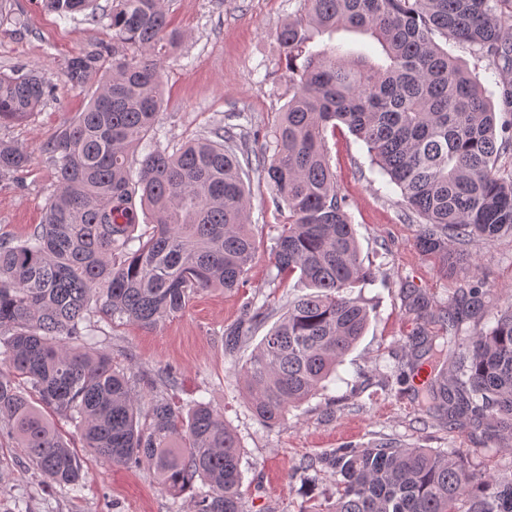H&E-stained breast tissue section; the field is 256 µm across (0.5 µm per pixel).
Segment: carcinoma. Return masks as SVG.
I'll use <instances>...</instances> for the list:
<instances>
[{
  "label": "carcinoma",
  "mask_w": 512,
  "mask_h": 512,
  "mask_svg": "<svg viewBox=\"0 0 512 512\" xmlns=\"http://www.w3.org/2000/svg\"><path fill=\"white\" fill-rule=\"evenodd\" d=\"M61 19L95 0H43ZM112 68L86 109L47 144L56 190L42 222L24 240L0 239V430L51 485L82 488L78 454L51 417L75 422L83 442L111 465H145L177 498L192 492L193 512H246L243 448L224 416L203 401L184 411L163 391L147 400L130 376L92 345V319L155 327L178 316L197 293L244 286L258 253L248 228L250 200L238 154L242 134L221 126L169 153L156 141L132 178L130 153L156 128L164 99L169 30L163 0H112ZM368 36L377 60L316 37ZM466 44L504 72L497 118L467 70L435 36ZM277 40L288 65V102L264 168L276 203L288 210L272 256L277 278L314 292L287 300L241 368L255 416L275 425L324 390V382L364 336L370 311L353 296L373 278L360 258L345 198L336 190L327 133L345 126L371 161L424 220L416 246L448 268L467 260L448 243L512 234V176L499 174L500 147L512 143V0H303ZM98 54L67 67L78 85ZM50 94L36 71L0 72V125L26 121ZM32 156L0 142V181L28 169ZM154 229L135 237L138 210ZM415 320L448 325L453 338L409 337V373L423 357L442 365L426 379L428 405L445 426L471 428L512 447V303L485 330L483 282L436 303L411 285ZM275 309L248 300L225 329L233 357ZM336 474L328 512H512V474H477L459 452L381 442L335 448L303 472ZM201 486H196V483Z\"/></svg>",
  "instance_id": "obj_1"
}]
</instances>
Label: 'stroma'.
I'll use <instances>...</instances> for the list:
<instances>
[{
  "label": "stroma",
  "instance_id": "1",
  "mask_svg": "<svg viewBox=\"0 0 512 512\" xmlns=\"http://www.w3.org/2000/svg\"><path fill=\"white\" fill-rule=\"evenodd\" d=\"M171 26L183 34L165 64L161 144L176 150L209 134L229 113H238L246 138L242 147L252 160L249 174V222L259 244L244 288L211 289L196 294L186 311L157 327L126 321L99 322L90 334L111 354L113 365L131 369L137 389L149 396L165 371L176 375L168 394L185 405L210 402L237 433L244 450L242 490L248 512H305L330 507L335 477L323 468L304 480L308 459L344 445L363 448L377 441L398 446L455 449L479 463L478 435L445 428L426 411L423 386L412 383L404 345L416 327L405 307L406 285L420 288L438 304L472 276L482 278L491 310L512 301V235L493 242L464 245L466 263L447 272L419 252L415 240L420 218L405 206L399 189L378 167L367 148L347 129L328 134L327 145L336 187L357 232L361 258L375 277L360 296L370 309L365 335L336 369L327 396H314L287 419L267 426L254 415L239 374L261 340L253 334L237 357L224 354V331L241 314L246 299L282 305L307 293L299 277L277 279L270 248L287 217L271 203L262 172V147L288 101V74L276 32L295 18L302 0H164ZM112 43L106 21L77 16L64 21L44 11L39 0H7L0 10V72L17 68L41 71L53 93L19 124L0 126V139L27 148L34 162L17 177L0 182V237L25 238L41 223L56 184L46 144L65 123L84 111L89 95L112 63L103 49ZM449 54L467 65L491 103L499 101L501 74L488 59L474 56L456 42ZM99 54L97 68L83 84L67 75L70 58ZM56 425L83 459V487L72 492L43 482L0 434V512H192L190 494L175 498L145 467L112 466L84 451L70 422Z\"/></svg>",
  "mask_w": 512,
  "mask_h": 512
}]
</instances>
